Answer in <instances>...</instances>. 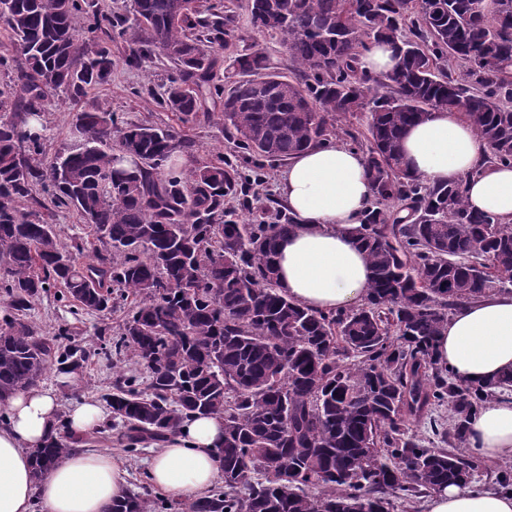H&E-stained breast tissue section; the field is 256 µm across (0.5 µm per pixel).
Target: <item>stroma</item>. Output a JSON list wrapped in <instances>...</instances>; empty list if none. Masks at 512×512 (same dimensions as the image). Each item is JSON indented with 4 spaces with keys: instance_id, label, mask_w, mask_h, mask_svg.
Instances as JSON below:
<instances>
[{
    "instance_id": "obj_1",
    "label": "stroma",
    "mask_w": 512,
    "mask_h": 512,
    "mask_svg": "<svg viewBox=\"0 0 512 512\" xmlns=\"http://www.w3.org/2000/svg\"><path fill=\"white\" fill-rule=\"evenodd\" d=\"M229 1L234 4L238 24L233 36L227 38L221 51L222 56L232 57L246 45L259 42L266 45L274 69L287 72L290 62L279 36L252 28L246 0H208V3L220 13ZM128 52V43L124 39L114 38L110 80L89 88L84 96H72L63 88L47 93L41 106L46 156H54L64 143L69 142L78 113L97 109L112 113L124 124L149 123L178 132L184 142L183 147L176 152L179 170L190 171L204 162L220 158L232 161L239 169H246L245 158L237 152L224 133L222 97L217 96L209 101V117L194 124H182L162 101L168 79L173 73L172 64L165 56L156 53L142 66L131 68L125 64ZM284 168L285 164L281 161L266 164L260 183L251 186L247 196L225 198V210L230 211L237 220L261 214L266 221H274V211L280 200L277 192L278 178ZM41 200L48 209L50 224H53L62 241L91 240L92 232L77 212L54 204L50 195H42ZM130 308V303L124 302L107 315L88 314L74 310L56 288L33 302L28 318L42 335L53 336L59 331H67L70 343L81 346L88 356L82 367L73 373L63 374L52 365L43 376L42 387L56 393L62 410H69L84 400L100 401L118 373L136 372V365L126 356L116 357L103 351L104 343L118 330ZM94 444L123 455L129 473L130 491L147 490L144 468L146 459L154 451L153 446H144L138 454L130 453L123 428L109 424L105 425L103 433L97 436Z\"/></svg>"
}]
</instances>
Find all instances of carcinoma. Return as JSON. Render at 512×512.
Listing matches in <instances>:
<instances>
[{
	"instance_id": "carcinoma-1",
	"label": "carcinoma",
	"mask_w": 512,
	"mask_h": 512,
	"mask_svg": "<svg viewBox=\"0 0 512 512\" xmlns=\"http://www.w3.org/2000/svg\"><path fill=\"white\" fill-rule=\"evenodd\" d=\"M248 9L253 28L285 38L291 75L272 70L258 43L224 62L218 46L237 17L203 0H132L129 18L90 15L83 0H0L17 48L0 67L23 92L0 91V404L38 385L50 361L75 370L87 359L37 332L27 319L35 299L60 287L103 313L131 297L112 345L148 384L131 375L103 394L128 451L165 443L193 416L224 417L222 486L175 512H392L397 494L468 484L478 463L459 449L481 405L512 395V371L462 383L434 344L458 305L512 290V223L472 211L460 184L413 174L402 139L452 109L492 160L512 166V0H250ZM408 19L413 39L400 34ZM115 31L132 45L127 65L159 51L176 66L164 105L184 125L206 114L224 70V133L256 169L327 145L348 117L369 114L364 139L344 131L375 194L360 219L372 273L363 305L318 313L288 299L275 255L293 218L281 208L272 224L225 218L224 197L245 192L247 178L222 159L186 177L164 172L182 144L169 129L81 112L82 143L45 159L41 100L105 82ZM370 40L397 45L379 79L358 67ZM451 60L463 66L457 75ZM38 186L92 227V261L78 262L85 242L64 243L29 208L43 206ZM411 418L428 419L432 447L408 433ZM69 440L32 450L35 476L71 451ZM112 512H155L154 501L130 493Z\"/></svg>"
}]
</instances>
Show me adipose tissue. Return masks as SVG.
<instances>
[{
  "label": "adipose tissue",
  "mask_w": 512,
  "mask_h": 512,
  "mask_svg": "<svg viewBox=\"0 0 512 512\" xmlns=\"http://www.w3.org/2000/svg\"><path fill=\"white\" fill-rule=\"evenodd\" d=\"M403 154L411 172L428 182L462 184L469 207L512 222V167L488 163L489 148L458 112L439 110L409 127ZM280 196L295 220L278 245L282 291L314 311L364 303L371 270L358 243L364 210L374 196L364 157L342 145L295 155L280 180ZM436 358L456 379L479 385L512 370V291L459 305L437 337ZM0 512H111L128 491L120 456L75 450L42 478L30 452L58 435L60 404L51 390L33 387L0 405ZM224 421L193 418L146 462V479L180 502L205 496L220 476L216 454ZM470 443L487 460L512 459V399L484 404L470 424ZM424 512H512V490L476 492L464 485L434 490Z\"/></svg>",
  "instance_id": "adipose-tissue-1"
}]
</instances>
